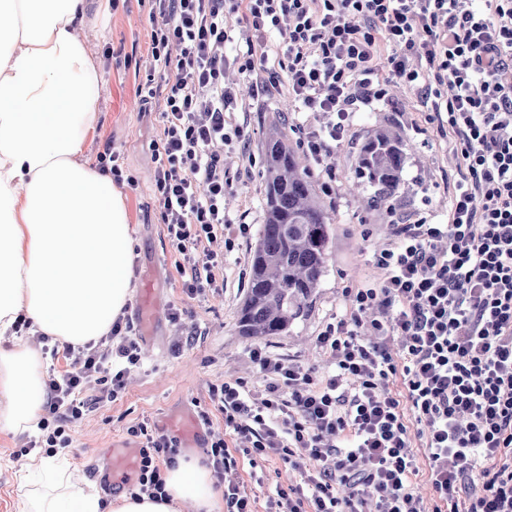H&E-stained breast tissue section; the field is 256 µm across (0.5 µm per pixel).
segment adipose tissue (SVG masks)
<instances>
[{"label": "adipose tissue", "mask_w": 512, "mask_h": 512, "mask_svg": "<svg viewBox=\"0 0 512 512\" xmlns=\"http://www.w3.org/2000/svg\"><path fill=\"white\" fill-rule=\"evenodd\" d=\"M96 0H0V337L31 333L82 346L107 335L132 297L133 229L122 191L83 158L98 122L89 13ZM39 348L0 346V431L33 430L46 403ZM35 489L17 512H224L198 460L178 459L165 499L124 493L104 504L68 466L31 457Z\"/></svg>", "instance_id": "adipose-tissue-1"}]
</instances>
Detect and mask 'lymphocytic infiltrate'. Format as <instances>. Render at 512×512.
Segmentation results:
<instances>
[{
	"label": "lymphocytic infiltrate",
	"mask_w": 512,
	"mask_h": 512,
	"mask_svg": "<svg viewBox=\"0 0 512 512\" xmlns=\"http://www.w3.org/2000/svg\"><path fill=\"white\" fill-rule=\"evenodd\" d=\"M148 59L161 72L162 129L152 143L160 219L191 298L224 286V252L248 225L224 217V161L218 148L244 141L226 121L237 103L226 65L251 77L286 76L299 111L323 117L299 139L333 194L336 144L360 107L384 100L373 67L385 55L392 79L417 87L448 133L459 178L444 224L393 220L375 254L385 277L345 289L350 311L316 336L327 372L284 367L263 348L250 352L266 378L209 388L211 412L228 438L207 463L225 477L231 512H254L236 480L240 461L275 457L303 484L276 487L269 512H423L408 428L425 438L429 481L447 512H512V0H147ZM245 20L234 32L229 17ZM276 51L256 57V41ZM241 41L226 59L227 43ZM132 328L113 323L98 344L64 345L50 374L35 448L67 447L65 423L115 400L140 360ZM393 336L397 353L381 342ZM400 380L402 393L389 381ZM139 445L136 490L161 494L180 442L148 421L130 425Z\"/></svg>",
	"instance_id": "lymphocytic-infiltrate-1"
}]
</instances>
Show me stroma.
I'll use <instances>...</instances> for the list:
<instances>
[{"label":"stroma","instance_id":"35a3bbf8","mask_svg":"<svg viewBox=\"0 0 512 512\" xmlns=\"http://www.w3.org/2000/svg\"><path fill=\"white\" fill-rule=\"evenodd\" d=\"M93 23L99 37L91 41L90 50L100 63L97 93L102 112L87 138L84 154L94 159L99 152L110 151L124 174L135 177V185L123 188L133 227V287L141 289L145 277L150 276L158 291L152 341L142 345L141 364L131 371L125 390L116 400L100 403L66 427L70 444L61 454L95 485L97 473L105 465L102 449L127 441L126 429L131 424L147 420L176 436L185 419L197 417L209 406L210 385L242 378L253 387H262L263 378L250 358L252 348H265L286 363L323 366L315 338L330 315L345 313V289L380 278L373 250L389 243L392 216L407 222L428 215L446 221L457 166L447 138L427 120L419 90L391 84L387 98L362 108L336 144L335 194L324 200L333 218L327 270L304 316L285 336L259 339L239 335L237 315L246 296L250 255L263 219L266 134L279 117H286L284 133L290 145H297L307 117L294 112L286 84L266 90L230 72L238 102L235 119L245 124L247 141L224 147L228 179L224 212L231 222L249 225L250 232L237 239L224 258L223 290L188 298L181 288L176 255L160 222L155 196L151 143L160 131L161 115L156 100L144 99L139 92L145 73L123 64L127 56L140 61L147 58L148 11L138 0H129L126 7L118 9L106 2ZM378 126L397 131L407 148L404 189L387 210L368 208L366 192L352 187L358 149ZM176 307L184 311L178 323L170 318ZM27 439L24 433L0 432V512H15L22 462L14 452ZM259 469L262 481L251 479L247 465L240 478L255 498L257 512H266L275 487L299 483L300 476L274 458L260 463Z\"/></svg>","mask_w":512,"mask_h":512}]
</instances>
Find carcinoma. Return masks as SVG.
<instances>
[{
  "mask_svg": "<svg viewBox=\"0 0 512 512\" xmlns=\"http://www.w3.org/2000/svg\"><path fill=\"white\" fill-rule=\"evenodd\" d=\"M405 144L391 129H375L355 163L370 204L385 208L403 186ZM265 212L250 259L247 294L237 319L242 336H286L302 317L326 268L332 218L309 169L283 133L264 144Z\"/></svg>",
  "mask_w": 512,
  "mask_h": 512,
  "instance_id": "obj_1",
  "label": "carcinoma"
}]
</instances>
